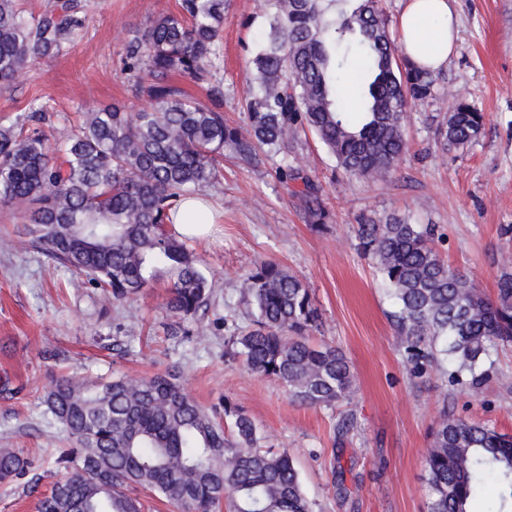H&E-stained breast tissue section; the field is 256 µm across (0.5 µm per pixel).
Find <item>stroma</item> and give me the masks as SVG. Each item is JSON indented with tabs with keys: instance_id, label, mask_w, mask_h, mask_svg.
Listing matches in <instances>:
<instances>
[{
	"instance_id": "stroma-1",
	"label": "stroma",
	"mask_w": 512,
	"mask_h": 512,
	"mask_svg": "<svg viewBox=\"0 0 512 512\" xmlns=\"http://www.w3.org/2000/svg\"><path fill=\"white\" fill-rule=\"evenodd\" d=\"M81 4V34L58 57L0 89V124L43 108L44 130L56 143L91 108L142 107L120 58L127 42L173 11L176 0ZM454 9L456 49L438 73L436 96L408 108L406 149L385 182L346 174L314 135L299 134L295 164L322 195L329 212L324 230L306 223L274 162L247 165L225 152L223 176L203 191L221 213L223 231L192 244L212 288L207 306L183 323L182 333H173L175 319L164 306L166 279L133 301H115L22 245L21 219L0 208V447L24 450L41 489L58 478L51 449L68 443L41 403L60 375L90 383L178 364L186 391L200 404L230 400L253 418L263 448L288 451L316 512H427L424 462L443 416L512 435V345L492 354L490 376L477 389L453 385L444 371L411 376L397 346V305L356 249V228L371 219L435 225L445 262L486 297L496 296L498 260L512 253V0H455ZM268 21L265 0H230L224 12L212 82L224 91L230 124L247 122L241 101L250 49ZM456 95L484 113V128L467 148L446 151L437 130ZM265 261L307 284L321 314L311 340L346 354L355 376L349 401L299 405L281 383L232 358L229 338L248 322L241 276ZM55 349L67 361L47 359Z\"/></svg>"
}]
</instances>
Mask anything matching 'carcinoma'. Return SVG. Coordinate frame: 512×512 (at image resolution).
<instances>
[{
    "instance_id": "cac0c4a2",
    "label": "carcinoma",
    "mask_w": 512,
    "mask_h": 512,
    "mask_svg": "<svg viewBox=\"0 0 512 512\" xmlns=\"http://www.w3.org/2000/svg\"><path fill=\"white\" fill-rule=\"evenodd\" d=\"M267 0L270 22L251 53L244 90L248 123L224 120L223 91L210 84L220 60L227 0H179L131 39L122 73L149 104L84 113L80 130L50 148L34 126L40 110L0 126V206L24 220L29 248L124 301L158 277L169 280L167 311L180 322L207 303L211 284L182 237L170 232L180 202L215 184L218 158L233 151L251 165L281 157L279 175L302 179L288 157L310 131L347 174L384 180L404 150L410 105L433 96L436 77L397 58L381 0ZM77 0H48L38 14L0 0V87L39 60L59 56L83 28ZM358 69L356 112L343 82ZM170 74L208 84L210 103L189 100ZM484 123L475 104L456 100L439 136L447 148L474 142ZM301 208L315 227L329 212L303 179ZM357 250L380 272L399 307L398 346L410 374L452 367L453 384L479 388L489 358L512 343V254L501 257L495 299L449 266L434 227L390 221L360 224ZM251 326L230 337L232 355L253 374L282 383L302 405L348 400L354 373L336 346L311 342L320 315L304 281L269 261L241 279ZM51 418L68 433L55 464L66 471L37 512H141L131 486L156 493L175 512H314L288 452L260 446L253 419L229 400L207 409L189 395L178 367L139 379L94 384L61 378L45 392ZM21 448H0V481L21 478ZM512 500V437L490 425L448 418L432 432L425 458L428 512H470L487 478Z\"/></svg>"
}]
</instances>
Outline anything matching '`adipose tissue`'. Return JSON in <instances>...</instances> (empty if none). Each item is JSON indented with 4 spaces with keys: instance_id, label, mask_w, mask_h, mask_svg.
Returning a JSON list of instances; mask_svg holds the SVG:
<instances>
[{
    "instance_id": "1",
    "label": "adipose tissue",
    "mask_w": 512,
    "mask_h": 512,
    "mask_svg": "<svg viewBox=\"0 0 512 512\" xmlns=\"http://www.w3.org/2000/svg\"><path fill=\"white\" fill-rule=\"evenodd\" d=\"M398 30L406 58L433 72L444 68L456 49L453 0H403ZM213 226L210 209L198 199L182 201L174 216V229L182 236L201 239Z\"/></svg>"
}]
</instances>
